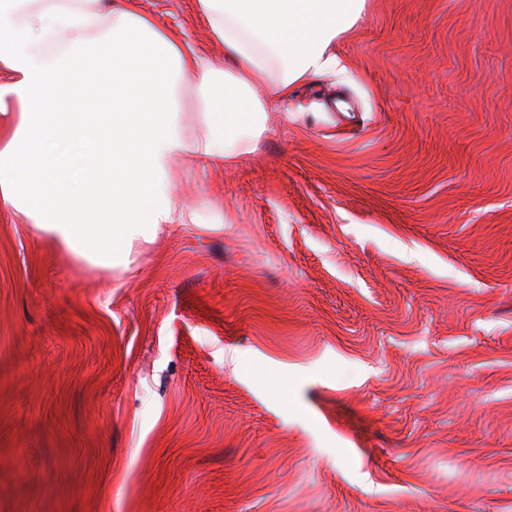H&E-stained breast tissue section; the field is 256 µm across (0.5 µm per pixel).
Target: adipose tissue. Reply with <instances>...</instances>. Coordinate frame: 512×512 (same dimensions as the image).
Masks as SVG:
<instances>
[{"label": "adipose tissue", "instance_id": "ef3b65f1", "mask_svg": "<svg viewBox=\"0 0 512 512\" xmlns=\"http://www.w3.org/2000/svg\"><path fill=\"white\" fill-rule=\"evenodd\" d=\"M223 63L196 51L137 0H0V210L91 265H129L134 248L198 211L171 191L175 159L221 160L267 127L266 97L343 71L332 46L366 0H197ZM192 81L202 133L183 131Z\"/></svg>", "mask_w": 512, "mask_h": 512}]
</instances>
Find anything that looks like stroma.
Segmentation results:
<instances>
[{
    "mask_svg": "<svg viewBox=\"0 0 512 512\" xmlns=\"http://www.w3.org/2000/svg\"><path fill=\"white\" fill-rule=\"evenodd\" d=\"M336 52L129 269L0 212V512H512V0Z\"/></svg>",
    "mask_w": 512,
    "mask_h": 512,
    "instance_id": "obj_1",
    "label": "stroma"
}]
</instances>
